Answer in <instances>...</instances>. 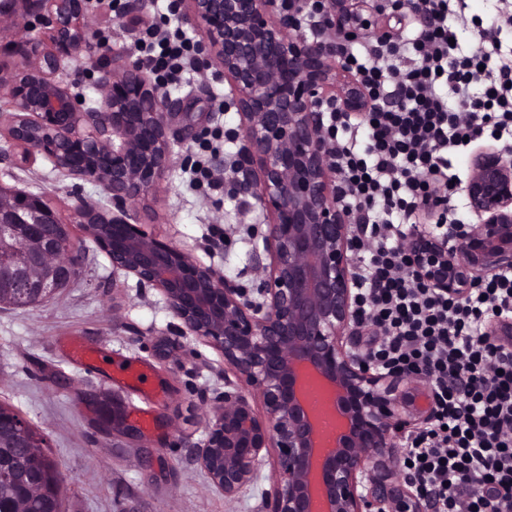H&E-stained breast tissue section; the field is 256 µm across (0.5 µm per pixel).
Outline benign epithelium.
Returning <instances> with one entry per match:
<instances>
[{"label": "benign epithelium", "mask_w": 512, "mask_h": 512, "mask_svg": "<svg viewBox=\"0 0 512 512\" xmlns=\"http://www.w3.org/2000/svg\"><path fill=\"white\" fill-rule=\"evenodd\" d=\"M335 35L298 33L280 0H174L203 34V48L234 92L243 132L238 157L224 166L231 194L251 198L265 217L253 257L252 296L173 243L142 229L135 211L172 161L170 119L181 101L157 88L130 55H114L99 97L79 100L56 78L64 59L91 43L86 0H16L0 12V32L36 14L47 39L19 36L20 60L0 64V133L78 180H95L109 203L74 208L73 223L112 268L157 289L187 332L224 356L236 381L224 383L197 461L210 484L234 498L277 457L264 512H423L412 481L396 466L397 444L428 423L433 387L421 372L379 373L368 366L354 317V242L361 225L339 201L328 161L323 105L360 115L372 101L339 51L376 22L351 0H326ZM354 38H349V35ZM78 152L80 164L69 162ZM463 187L477 224H450L443 236L413 225L404 255L434 291L462 299L489 274L512 269V159L493 146L474 151ZM28 216L0 187V242H22L34 261L0 267L22 300L48 299L68 287L79 257L69 225L43 198ZM317 385L342 421L331 447L321 445L303 398ZM262 403L255 411L250 399Z\"/></svg>", "instance_id": "obj_1"}]
</instances>
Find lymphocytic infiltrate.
I'll return each instance as SVG.
<instances>
[{
	"label": "lymphocytic infiltrate",
	"mask_w": 512,
	"mask_h": 512,
	"mask_svg": "<svg viewBox=\"0 0 512 512\" xmlns=\"http://www.w3.org/2000/svg\"><path fill=\"white\" fill-rule=\"evenodd\" d=\"M464 2L424 0L431 21L411 36L346 47L375 107L328 112L325 133L343 206L366 211L355 285L369 356L383 371L424 372L436 389L431 421L400 444L405 473L432 512H512V345L485 334L489 319L512 318V270L460 300L428 288L400 252L431 195L458 183L450 155L486 135L512 142V55L484 30L472 52L453 44L452 6ZM135 49L163 86L197 62L194 41L167 15Z\"/></svg>",
	"instance_id": "obj_1"
}]
</instances>
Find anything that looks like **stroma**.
Returning <instances> with one entry per match:
<instances>
[{
  "label": "stroma",
  "instance_id": "obj_1",
  "mask_svg": "<svg viewBox=\"0 0 512 512\" xmlns=\"http://www.w3.org/2000/svg\"><path fill=\"white\" fill-rule=\"evenodd\" d=\"M155 14L154 0H147L138 22L101 6L91 11L98 29H111L116 52L128 51ZM106 72L105 65L90 68L71 60L60 78L76 95L92 98L102 90ZM200 83L196 77L176 90L184 112L201 129H221L239 145L237 113L218 109L219 101H231V89L213 87L202 95ZM196 147L193 140L172 142L173 162L137 215L148 232L253 287L252 257L266 230L262 216L253 200L226 193L205 197L187 187L183 168ZM15 153L0 137L1 185L49 199L67 220L77 202L106 203L100 183L72 179L38 155L15 162ZM71 232L78 246V278L42 304L0 306V403L44 435L47 454L65 476L62 512H262L273 455H266L258 481L232 499L209 483L195 461L211 409L224 392L228 368L222 355L182 333L159 291L113 270L79 225ZM66 336L81 337L113 359L142 362L161 387V398L144 402L139 392L85 372L60 351ZM110 406L127 415L151 407L159 433L128 439L108 423Z\"/></svg>",
  "mask_w": 512,
  "mask_h": 512
}]
</instances>
